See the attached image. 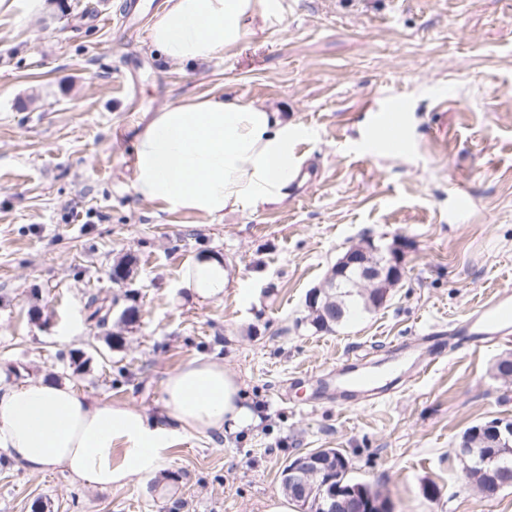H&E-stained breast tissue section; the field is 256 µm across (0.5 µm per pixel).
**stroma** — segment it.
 I'll return each instance as SVG.
<instances>
[{
    "instance_id": "35a3bbf8",
    "label": "stroma",
    "mask_w": 512,
    "mask_h": 512,
    "mask_svg": "<svg viewBox=\"0 0 512 512\" xmlns=\"http://www.w3.org/2000/svg\"><path fill=\"white\" fill-rule=\"evenodd\" d=\"M142 2L129 28L110 22L121 0H47L35 18L23 0L0 8V365L153 417L166 377L205 356L261 421L184 435L165 470L109 490L2 464L0 512H264L283 467L318 448L343 451L393 512H512V488L485 497L454 452L466 429L512 421V378L495 371L512 343L449 344L370 407L337 406L324 387L336 365L382 363L395 343L431 357L425 334L512 290V0H281L280 27L202 65L151 46L154 0ZM214 93L303 125L305 179L220 224L140 202L132 125ZM390 96L411 105L409 147L367 154L370 107ZM365 239L400 242L401 282L381 307L315 331L308 292ZM204 254L222 257L224 292L201 303L184 280ZM93 294L112 306L102 329L87 320ZM129 307L134 321H120Z\"/></svg>"
}]
</instances>
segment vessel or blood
Returning a JSON list of instances; mask_svg holds the SVG:
<instances>
[{
  "label": "vessel or blood",
  "instance_id": "b4317fda",
  "mask_svg": "<svg viewBox=\"0 0 512 512\" xmlns=\"http://www.w3.org/2000/svg\"><path fill=\"white\" fill-rule=\"evenodd\" d=\"M377 120L364 137L366 152L381 148L403 150L407 147V99L394 96L377 106ZM456 336L472 345H488L512 338V292L504 291L471 312L454 329ZM402 348H394L389 359L377 365L358 361H345L336 372L334 382L337 393L352 402H367L381 397L399 385L403 376L419 379L430 367L429 362L415 361L402 367L399 358Z\"/></svg>",
  "mask_w": 512,
  "mask_h": 512
}]
</instances>
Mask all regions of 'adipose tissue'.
I'll return each mask as SVG.
<instances>
[{"instance_id":"obj_1","label":"adipose tissue","mask_w":512,"mask_h":512,"mask_svg":"<svg viewBox=\"0 0 512 512\" xmlns=\"http://www.w3.org/2000/svg\"><path fill=\"white\" fill-rule=\"evenodd\" d=\"M281 24L279 0H166L149 40L171 61L209 63L238 45L250 24ZM298 123L260 103L192 97L146 113L130 167L132 191L167 213L206 224L226 213L281 203L300 169ZM199 301L224 292L219 260L198 262L185 279ZM223 364L196 357L163 383L161 416L91 401L42 374L23 381L0 368V455L32 473L59 470L98 489L162 469L183 433H236L256 424Z\"/></svg>"}]
</instances>
